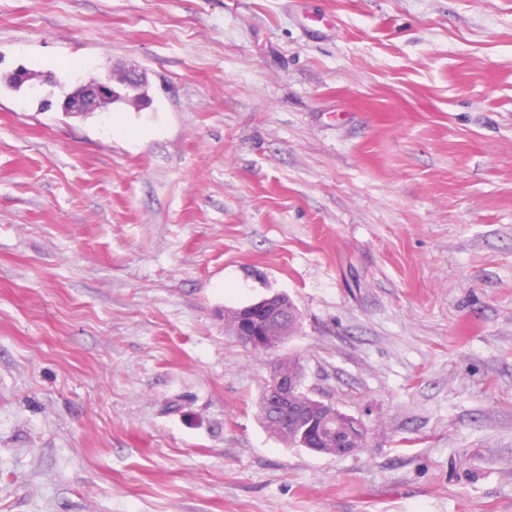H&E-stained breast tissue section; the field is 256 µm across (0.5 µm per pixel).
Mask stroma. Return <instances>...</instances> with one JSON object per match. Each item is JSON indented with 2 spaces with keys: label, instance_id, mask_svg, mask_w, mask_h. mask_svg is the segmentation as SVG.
I'll list each match as a JSON object with an SVG mask.
<instances>
[{
  "label": "stroma",
  "instance_id": "1",
  "mask_svg": "<svg viewBox=\"0 0 512 512\" xmlns=\"http://www.w3.org/2000/svg\"><path fill=\"white\" fill-rule=\"evenodd\" d=\"M22 67L0 512H512V0H0ZM273 293L355 453L266 428L224 312ZM112 77L89 82L72 93L70 101L64 103L68 112H95L112 89Z\"/></svg>",
  "mask_w": 512,
  "mask_h": 512
}]
</instances>
